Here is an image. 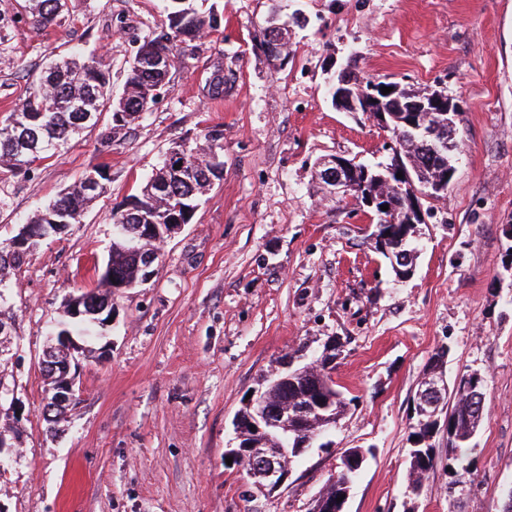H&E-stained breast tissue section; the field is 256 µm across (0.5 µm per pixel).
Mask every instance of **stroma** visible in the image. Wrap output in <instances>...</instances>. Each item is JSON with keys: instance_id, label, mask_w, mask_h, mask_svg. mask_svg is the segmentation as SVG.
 <instances>
[{"instance_id": "35a3bbf8", "label": "stroma", "mask_w": 512, "mask_h": 512, "mask_svg": "<svg viewBox=\"0 0 512 512\" xmlns=\"http://www.w3.org/2000/svg\"><path fill=\"white\" fill-rule=\"evenodd\" d=\"M218 31L178 49L171 87L151 111L71 137L28 176L0 181V242L89 167L112 173L105 196L66 234L44 239L0 300L10 328L0 384L16 413L0 416L5 512H309L349 448H373L346 512H501L512 487V0H197ZM165 0H73L71 20L21 22L0 44V117L37 86L52 56L80 47L112 69L121 95L144 38L167 23ZM300 14L292 55L258 52L273 13ZM223 66L231 86L212 98ZM443 85L463 109L455 177L427 201L414 270L398 278L328 196L315 163L336 154L387 161L391 132L341 112L329 80ZM223 132L224 173L191 224L168 238L151 279L112 294V320L80 347L77 401L44 419L40 360L65 321L66 297L94 288L115 236L112 213L173 143ZM343 351L333 377L353 402L326 447L311 448L267 497L251 498L246 468L227 464L235 416L282 357ZM449 350L448 378H487L475 437V483L451 485L448 452L406 496L411 403L431 354Z\"/></svg>"}]
</instances>
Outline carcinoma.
<instances>
[{"label": "carcinoma", "mask_w": 512, "mask_h": 512, "mask_svg": "<svg viewBox=\"0 0 512 512\" xmlns=\"http://www.w3.org/2000/svg\"><path fill=\"white\" fill-rule=\"evenodd\" d=\"M167 32L153 35L139 46L137 54L164 56L172 66L156 71L143 68L134 60L129 64L124 92L112 97L110 65L100 58L86 57L81 53L60 55L49 61L40 71L38 85L34 92L17 104L0 122V180L20 173L29 174L19 167L30 161L51 160L60 155L71 136L86 128L98 126L102 112L123 113L122 122L130 123L151 111L156 104V92L170 85L176 70V43L187 45L205 34L218 30L220 19L213 13H200L193 5L194 0H167ZM22 11L17 15L0 13V44L6 40L9 30L19 22H26L37 29L60 27L70 19L69 0H23ZM290 36L287 30L267 23L261 46L283 49L288 55ZM435 90L421 87H401L392 94L377 93L371 108L386 113L388 128L391 130L396 147L402 158L411 159L425 172L438 171L439 160L427 153H420L414 144L417 133L408 125L414 122L427 130L434 125L452 147H457V129L448 127V118H440L438 112H427L419 104L427 100ZM222 133L211 129L204 134V141L193 146L177 143L175 147L189 152L188 167L183 171L174 170L173 165L163 161L162 166L130 195L124 208L112 213L113 224H189L202 195L216 180H221L224 161L221 159L220 140ZM111 182L109 168L103 164L87 170L78 185L59 192L44 208L36 211L26 224L36 230L42 224H76L81 214L90 208L108 191ZM384 204L386 211L371 212L377 238L391 244L397 237H407L412 243L415 233V215L407 191L393 190L388 193ZM30 253L13 250L9 243H0V284L3 278L11 276L26 263ZM108 264L121 279L139 285L141 269L137 255L130 250L128 238L119 234L112 242ZM82 308L94 309L111 300V290L100 282L89 291L80 294ZM93 317L71 319L67 331L88 335L93 331ZM331 369L322 367L317 374L321 391L309 393V375L300 373L292 376L288 383V396L316 397L329 402L327 414L341 417L346 413L351 400L337 388L330 377ZM444 406L450 413L448 436L444 447L448 448V471L453 482H472L475 472L470 458L475 448L473 440L482 428L486 415L475 419L470 411L460 385L448 387ZM441 431H433L427 420H419L413 426L411 437L415 438L413 450L423 457H409L408 482H416L425 472L437 465L436 441L425 439Z\"/></svg>", "instance_id": "cac0c4a2"}]
</instances>
